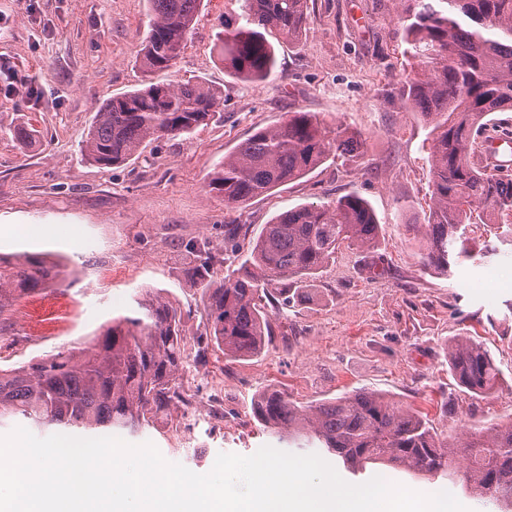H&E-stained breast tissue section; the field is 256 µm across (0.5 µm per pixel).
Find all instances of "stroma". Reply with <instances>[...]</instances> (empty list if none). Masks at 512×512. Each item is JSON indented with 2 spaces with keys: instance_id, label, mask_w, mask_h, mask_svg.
Instances as JSON below:
<instances>
[{
  "instance_id": "1",
  "label": "stroma",
  "mask_w": 512,
  "mask_h": 512,
  "mask_svg": "<svg viewBox=\"0 0 512 512\" xmlns=\"http://www.w3.org/2000/svg\"><path fill=\"white\" fill-rule=\"evenodd\" d=\"M239 12L238 0H204L175 66L149 77L137 59L147 0H0V256L43 253L60 263L41 296L73 316L64 336L20 344L12 333L31 321L41 296L20 300L0 317V368L91 346L113 318L136 309L143 289L157 288L182 313L191 404L178 427L137 441L195 473L209 472L221 453L278 446L252 416L254 394L269 386L299 405L382 391L426 414L449 440L512 420V279L495 275L512 260V246L499 240L503 225H468L473 249L497 252L447 277L422 266V236L408 229L429 210L428 130L398 95L414 61L394 0H308L300 41L278 45L276 70L263 83L229 76L214 51ZM196 77L222 92L208 126L159 139L120 167L84 159L82 141L103 102L149 79ZM297 111L360 132L363 157L327 161L244 206H225L208 174L254 131ZM20 124L38 130L35 144L14 138ZM352 191L381 225L378 255L341 250L310 298L282 312L268 305L273 333L259 355L211 350L197 359L206 300L183 275L182 241L204 235L218 243L235 224L245 245L281 212ZM457 336L489 348L501 371L491 394L472 396L454 380L448 343ZM334 468L351 484L383 474L416 491L436 486L383 464L357 475L339 461Z\"/></svg>"
}]
</instances>
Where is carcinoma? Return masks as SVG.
Here are the masks:
<instances>
[{"mask_svg":"<svg viewBox=\"0 0 512 512\" xmlns=\"http://www.w3.org/2000/svg\"><path fill=\"white\" fill-rule=\"evenodd\" d=\"M150 30L138 50L148 74L170 69L203 0H148ZM241 13L224 25L215 45L233 77L266 80L276 66L275 45L296 43L307 0H240ZM407 53L415 65L400 93L429 129L431 205L424 223L421 263L442 276L469 258L464 225L475 208L484 224L512 215V170L492 171L473 160L476 136L489 116L512 110V0H396ZM222 92L202 79L147 82L114 96L95 114L83 156L124 165L153 141L190 134L217 114ZM362 136L328 128L313 112H289L255 131L208 174V187L240 207L276 187L304 178L327 160L359 155ZM381 226L369 202L347 194L332 205L303 204L277 215L252 242L244 274L214 278L222 248L207 237L184 244V277L207 298L208 349L241 359L262 352L269 336L263 299L274 292L283 308L306 298L309 286L343 247L377 246ZM60 264L23 254L0 256V314L58 278ZM139 312L112 320L92 347H73L17 368H0V426L20 420L37 429L61 427L137 436L174 422L188 405L181 374L186 361L181 314L160 292L146 290ZM457 382L477 396L493 392L500 370L489 350L469 336L448 345ZM253 417L288 443L332 453L357 472L384 464L413 476L456 483L462 460L469 496L512 509V421L489 434L442 440L410 406L374 390H354L299 406L275 387L258 391Z\"/></svg>","mask_w":512,"mask_h":512,"instance_id":"obj_1","label":"carcinoma"}]
</instances>
